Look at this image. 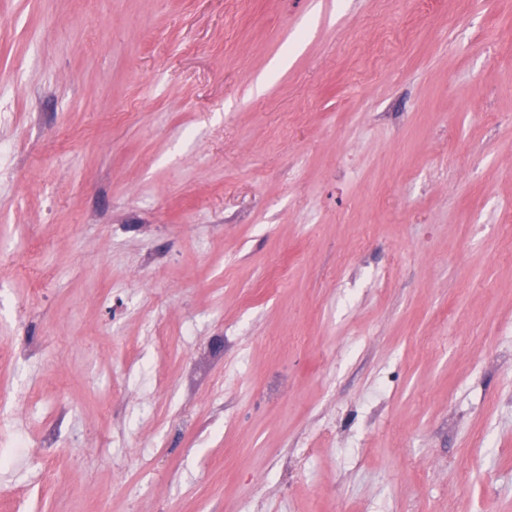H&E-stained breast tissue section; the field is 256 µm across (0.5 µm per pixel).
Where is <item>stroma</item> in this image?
<instances>
[{"mask_svg": "<svg viewBox=\"0 0 512 512\" xmlns=\"http://www.w3.org/2000/svg\"><path fill=\"white\" fill-rule=\"evenodd\" d=\"M0 512H512V0H0Z\"/></svg>", "mask_w": 512, "mask_h": 512, "instance_id": "35a3bbf8", "label": "stroma"}]
</instances>
